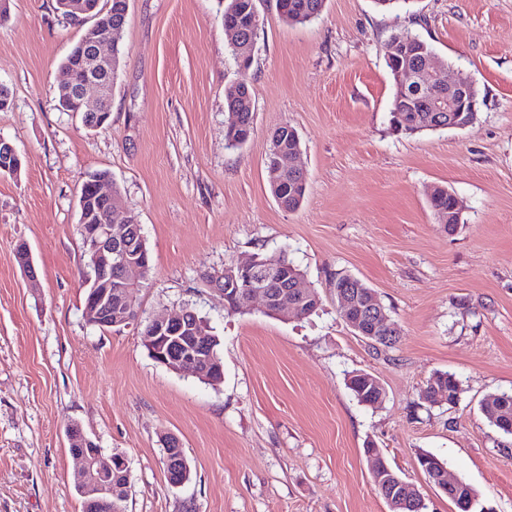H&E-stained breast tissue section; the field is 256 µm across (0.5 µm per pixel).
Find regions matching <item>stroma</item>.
<instances>
[{"instance_id":"35a3bbf8","label":"stroma","mask_w":512,"mask_h":512,"mask_svg":"<svg viewBox=\"0 0 512 512\" xmlns=\"http://www.w3.org/2000/svg\"><path fill=\"white\" fill-rule=\"evenodd\" d=\"M249 69L224 35V0H129L121 67L102 128L56 107L61 63L83 27L56 0H9L0 18V138L21 155L0 175V512H82L66 437L79 423L103 457H125L126 512H390L367 442L412 482L428 512H456L420 452L446 462L479 503L512 512V436L482 410L512 393V0H325L311 23L285 24L256 0ZM420 34L480 94L462 129L398 134L384 46ZM248 85L253 131L226 148L224 90ZM301 138L302 205L270 192L265 153L279 125ZM108 172L142 227L152 270L135 320L102 332L84 315L88 258L78 194ZM462 201L447 233L435 187ZM37 273L15 259L19 243ZM286 254L321 298L306 318L255 306L230 314L209 282L225 264ZM376 291L400 329L372 348L336 308V279ZM193 308L220 341L212 386L155 362L140 332ZM364 371L385 389L369 407L347 387ZM454 373L456 405L422 394ZM190 465L172 485L163 439Z\"/></svg>"}]
</instances>
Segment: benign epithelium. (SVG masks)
Listing matches in <instances>:
<instances>
[{
  "label": "benign epithelium",
  "instance_id": "benign-epithelium-1",
  "mask_svg": "<svg viewBox=\"0 0 512 512\" xmlns=\"http://www.w3.org/2000/svg\"><path fill=\"white\" fill-rule=\"evenodd\" d=\"M110 30L112 26L100 22L88 28L81 38V44L87 53L86 71L78 76L72 73L65 76L69 100L82 113L84 126L93 130L102 127L109 118L107 108L112 95L111 52L103 49L101 35L102 32ZM396 80L403 88L412 85L411 96L422 101L433 112L437 111L439 103L448 102V123L456 128L467 127L462 115L467 111L470 102L472 82L465 79L443 80L440 69L428 67L416 71L399 70L396 72ZM90 90L97 93L96 102L92 106L86 101ZM20 166L21 159L16 149L0 140V173L14 175ZM120 209L121 206L118 205L109 210L101 224L80 225L83 245L89 255V265L93 272L85 282V317L104 332L132 320L135 307L131 303L130 290L138 283L132 273L142 276L146 270L145 264L136 255L129 253L123 244L128 226L115 219ZM279 281L281 276L278 269L270 262H262L254 256L244 262L225 265L223 277L215 281L213 286L222 291L226 285L232 287L241 282L246 283L248 289L239 296L235 304L246 308L260 300L263 312L278 316L285 313V310L272 304L268 288ZM290 286L299 299V302L290 305V310L297 313L301 310L302 301L313 298V294L300 278L291 280ZM377 302V294L368 292L361 316L354 321L348 319L346 323L357 335L388 343L394 339L399 328L391 324L390 318L378 307ZM114 307L125 309L126 314L112 316ZM141 344L150 351L157 363L172 371L190 372L216 385L223 381V366L214 358L211 336L194 318V313L186 307L175 316L150 319L141 334ZM66 435L70 447L77 449L74 456L82 463L79 485L84 496L94 497L96 507L110 512L112 507L124 499L130 483L127 482L121 487L109 485L113 464L103 461L101 449L79 424L68 425ZM164 444V462L169 482L179 485L189 473L187 459L181 452L177 438L168 435ZM365 453L370 461L371 475L376 483L383 485L386 499L399 498L402 485L389 477V468L379 450L368 445Z\"/></svg>",
  "mask_w": 512,
  "mask_h": 512
}]
</instances>
